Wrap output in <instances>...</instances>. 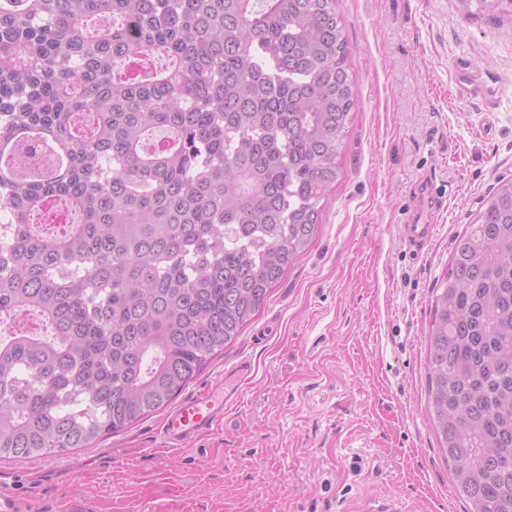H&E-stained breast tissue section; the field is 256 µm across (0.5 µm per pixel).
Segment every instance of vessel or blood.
<instances>
[{
  "label": "vessel or blood",
  "mask_w": 512,
  "mask_h": 512,
  "mask_svg": "<svg viewBox=\"0 0 512 512\" xmlns=\"http://www.w3.org/2000/svg\"><path fill=\"white\" fill-rule=\"evenodd\" d=\"M401 232L406 243L420 250L431 243L435 227L405 224ZM230 400L225 382L220 378L187 395L164 417L159 431L162 442L169 448L190 446L222 424Z\"/></svg>",
  "instance_id": "1"
}]
</instances>
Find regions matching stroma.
Wrapping results in <instances>:
<instances>
[{"mask_svg":"<svg viewBox=\"0 0 512 512\" xmlns=\"http://www.w3.org/2000/svg\"><path fill=\"white\" fill-rule=\"evenodd\" d=\"M360 99L309 248L192 381L250 368L192 446L164 411L42 459L0 461L34 512H466L430 427V299L454 236L512 178V17L475 0H337ZM469 63L467 78L455 64ZM436 227L422 253L399 228Z\"/></svg>","mask_w":512,"mask_h":512,"instance_id":"1","label":"stroma"}]
</instances>
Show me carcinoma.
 <instances>
[{"label": "carcinoma", "instance_id": "1", "mask_svg": "<svg viewBox=\"0 0 512 512\" xmlns=\"http://www.w3.org/2000/svg\"><path fill=\"white\" fill-rule=\"evenodd\" d=\"M358 104L336 0H0V460L176 399L316 237ZM44 151L32 163L33 149ZM55 203L77 222L42 234ZM433 292L427 406L468 512H512V179Z\"/></svg>", "mask_w": 512, "mask_h": 512}]
</instances>
